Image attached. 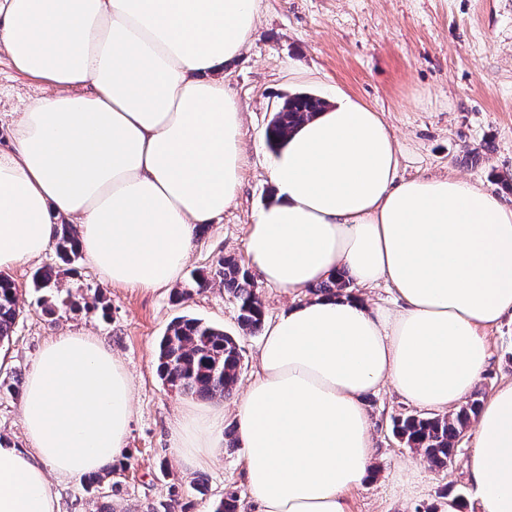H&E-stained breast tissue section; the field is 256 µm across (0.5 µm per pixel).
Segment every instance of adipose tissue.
Here are the masks:
<instances>
[{"label":"adipose tissue","instance_id":"adipose-tissue-1","mask_svg":"<svg viewBox=\"0 0 512 512\" xmlns=\"http://www.w3.org/2000/svg\"><path fill=\"white\" fill-rule=\"evenodd\" d=\"M259 0H0V46L45 84L0 149V270L39 258L56 223L105 282L166 288L198 225L235 202L246 160L224 74ZM378 112L339 94L268 162L275 199L253 216L251 271L297 296L265 329L235 408L255 512H347L374 469L364 398L392 385L455 410L488 365V329L512 315V204L459 177L398 176ZM348 273L356 292L307 298ZM390 284L395 308L359 294ZM132 379L103 341L53 337L21 404L27 447L0 445V512H60L57 481L123 457ZM188 468L224 445V411L172 434ZM464 474L476 512H512V380L482 404Z\"/></svg>","mask_w":512,"mask_h":512}]
</instances>
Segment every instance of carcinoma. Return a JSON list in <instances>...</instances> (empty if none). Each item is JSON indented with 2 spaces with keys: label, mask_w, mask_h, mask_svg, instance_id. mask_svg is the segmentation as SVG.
<instances>
[{
  "label": "carcinoma",
  "mask_w": 512,
  "mask_h": 512,
  "mask_svg": "<svg viewBox=\"0 0 512 512\" xmlns=\"http://www.w3.org/2000/svg\"><path fill=\"white\" fill-rule=\"evenodd\" d=\"M325 102L307 93L295 94L274 113L267 128L270 147L278 149L284 138L298 125L320 111ZM78 233L71 224L57 225L53 247L65 265L79 257ZM59 271L48 266L33 275V285L47 293L58 288ZM212 283L224 287L238 311L237 323L246 334L255 335L264 324V306L252 272L235 258L220 257L207 272L194 273L188 286L175 290V298L183 301L194 290ZM349 286L348 277L322 282L309 289L315 296H334ZM21 310L17 288L12 279L0 274V348L10 345ZM242 366V350L238 339L223 329L200 318L182 316L174 320L158 343L156 370L161 380L177 392L205 399L229 397L237 384ZM480 403L464 401L447 416L427 417L408 414L394 420L395 434L409 448L422 455L432 466L447 469L455 462L458 442L477 416ZM182 506L176 489L166 499L151 506L150 512H175Z\"/></svg>",
  "instance_id": "obj_1"
}]
</instances>
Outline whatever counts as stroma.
Returning <instances> with one entry per match:
<instances>
[{
    "mask_svg": "<svg viewBox=\"0 0 512 512\" xmlns=\"http://www.w3.org/2000/svg\"><path fill=\"white\" fill-rule=\"evenodd\" d=\"M225 81L245 115L246 161L235 204L221 221L198 235L186 271L209 268L219 256L245 259L248 227L256 210L273 201L267 173L271 154L265 129L285 98L311 93L332 100L345 93L380 112L397 139L401 178L456 175L500 193L512 178V0H261L253 38ZM44 84L13 70L0 51V148L10 146L13 113L45 95ZM54 250L10 269L22 310L8 350L0 352V380L25 382L39 352L53 336L82 330L103 340L133 378V418L128 452L104 486L118 484L110 503L116 512H147L175 486L192 501L191 512H214L225 492H250L242 448H221L212 462L186 470L172 446V430L184 412L205 407L201 398L172 390L154 365L160 338L177 317H200L237 336L242 369L236 393L224 399V423L256 373L260 335L242 334L237 308L214 285L186 301L172 289L145 290L103 282L78 259L61 275V290L78 296L101 288L109 316L86 305L42 311L31 286L33 272L56 263ZM490 364L475 396L487 399L512 379V316L489 330ZM374 442L370 482L346 495L348 512H442L456 498L461 512H474L462 461L432 468L392 431L394 417L412 412L391 386L365 400ZM205 479L206 495L194 493ZM416 487L406 496L404 481Z\"/></svg>",
    "mask_w": 512,
    "mask_h": 512,
    "instance_id": "stroma-1",
    "label": "stroma"
}]
</instances>
